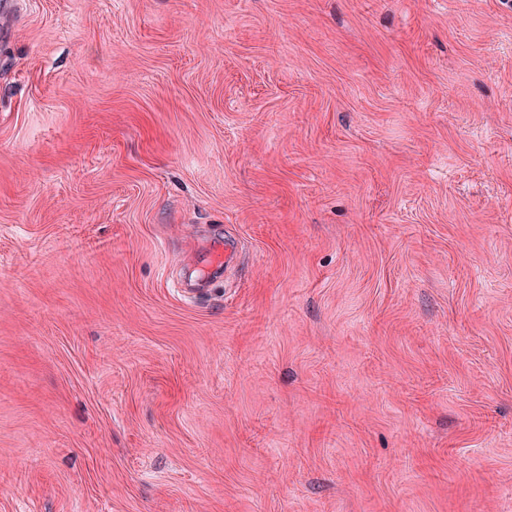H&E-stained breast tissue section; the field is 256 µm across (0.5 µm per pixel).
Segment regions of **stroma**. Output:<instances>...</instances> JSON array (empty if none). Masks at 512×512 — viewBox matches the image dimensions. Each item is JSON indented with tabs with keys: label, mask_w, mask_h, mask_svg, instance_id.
<instances>
[{
	"label": "stroma",
	"mask_w": 512,
	"mask_h": 512,
	"mask_svg": "<svg viewBox=\"0 0 512 512\" xmlns=\"http://www.w3.org/2000/svg\"><path fill=\"white\" fill-rule=\"evenodd\" d=\"M0 512H512V0H21Z\"/></svg>",
	"instance_id": "35a3bbf8"
}]
</instances>
